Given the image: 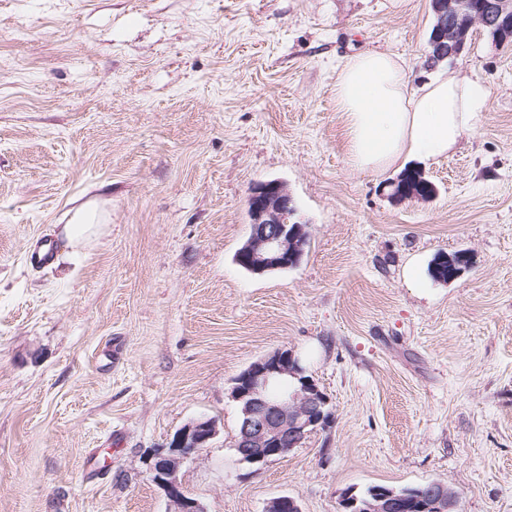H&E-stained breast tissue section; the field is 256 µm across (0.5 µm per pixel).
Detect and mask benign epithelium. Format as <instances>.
<instances>
[{
    "mask_svg": "<svg viewBox=\"0 0 512 512\" xmlns=\"http://www.w3.org/2000/svg\"><path fill=\"white\" fill-rule=\"evenodd\" d=\"M437 23L428 44V60L459 56L468 36L481 27L499 38L512 25V0H431ZM297 208L279 180L254 185L248 197L250 233L242 254L258 273L299 265L310 243L308 223L295 219ZM230 397L241 408L235 450L255 467L285 456L316 430L326 428L332 412L326 394L300 366L292 351L279 350L243 370L233 381ZM218 433L214 420L195 418L184 424L169 443L153 450L148 469L164 491L169 512H207L187 495L178 478L180 468L195 460ZM408 492L377 488L358 497L346 494L339 512H405ZM422 512H459V495L447 483L433 481ZM265 512H302L298 497L271 498Z\"/></svg>",
    "mask_w": 512,
    "mask_h": 512,
    "instance_id": "obj_1",
    "label": "benign epithelium"
}]
</instances>
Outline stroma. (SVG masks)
I'll return each instance as SVG.
<instances>
[{
    "mask_svg": "<svg viewBox=\"0 0 512 512\" xmlns=\"http://www.w3.org/2000/svg\"><path fill=\"white\" fill-rule=\"evenodd\" d=\"M429 0H0V512H167L146 460L214 419L179 471L207 512L443 481L512 512V44L448 61L487 92L434 198L346 161L335 88L362 50L427 80ZM310 227L293 269L235 261L251 187ZM93 201L100 236L60 237ZM53 241V265L27 254ZM470 267L438 283L440 251ZM291 350L332 420L256 468L234 378Z\"/></svg>",
    "mask_w": 512,
    "mask_h": 512,
    "instance_id": "obj_1",
    "label": "stroma"
}]
</instances>
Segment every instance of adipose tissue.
I'll return each instance as SVG.
<instances>
[{"mask_svg":"<svg viewBox=\"0 0 512 512\" xmlns=\"http://www.w3.org/2000/svg\"><path fill=\"white\" fill-rule=\"evenodd\" d=\"M483 103L476 83L445 70L411 86L403 61L376 50L351 56L336 82L348 162L359 171L382 173L410 155L446 156Z\"/></svg>","mask_w":512,"mask_h":512,"instance_id":"1","label":"adipose tissue"}]
</instances>
